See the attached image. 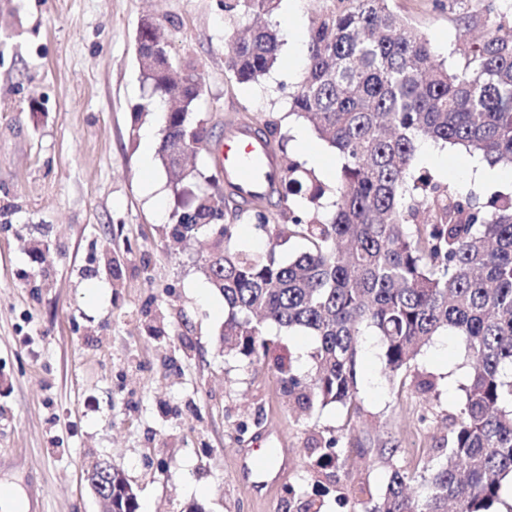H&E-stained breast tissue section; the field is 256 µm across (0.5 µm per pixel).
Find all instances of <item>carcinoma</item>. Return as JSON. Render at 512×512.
Masks as SVG:
<instances>
[{
  "instance_id": "carcinoma-1",
  "label": "carcinoma",
  "mask_w": 512,
  "mask_h": 512,
  "mask_svg": "<svg viewBox=\"0 0 512 512\" xmlns=\"http://www.w3.org/2000/svg\"><path fill=\"white\" fill-rule=\"evenodd\" d=\"M280 0H226L224 9L264 24L226 48L241 83L259 81L280 60L270 18ZM307 33L304 75L291 111L342 159L328 189L297 159L283 160L277 191L288 223L271 224L266 203L239 204L233 193L194 195L175 211L171 234L187 240L211 232L200 268L224 298L223 341L246 358H272L283 394L307 409L318 403L352 407L358 390L359 337L379 336L386 374L408 368L433 336L451 330L472 362L470 384L448 455L420 474L424 496L409 493L412 477L392 470L373 512H496L504 479L512 478V194L481 202L431 180L407 175L423 141L441 142L512 168V0H448L461 32L482 29L441 59L390 0H323ZM138 60L151 104H161L157 154L174 192L222 171L182 166L180 142L206 141L196 74L171 75L160 24L143 33ZM329 196L331 216L320 214ZM247 215L266 232L268 249L232 248L235 225ZM292 239L304 251L281 258ZM317 337L311 372L294 369L265 327ZM115 506L138 512L137 495L112 472Z\"/></svg>"
}]
</instances>
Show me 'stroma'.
<instances>
[{
  "mask_svg": "<svg viewBox=\"0 0 512 512\" xmlns=\"http://www.w3.org/2000/svg\"><path fill=\"white\" fill-rule=\"evenodd\" d=\"M321 6L281 0L280 61L242 84L224 46L248 21L222 0H0V485L26 512H103L83 474L100 459L123 468L139 512H370L393 469L447 454L472 372L458 337H433L391 377L365 336L356 413L289 407L270 364L224 349V300L199 267L210 235L171 237L176 196L160 164L143 168L131 131L148 101L135 39L150 18L175 64L196 69L214 137L250 116L277 123L291 157L320 147L289 96ZM390 6L447 56L458 36L447 6ZM468 160L448 150L409 177L489 197ZM265 333L307 374L316 337ZM249 448L277 451L261 498L242 478Z\"/></svg>",
  "mask_w": 512,
  "mask_h": 512,
  "instance_id": "1",
  "label": "stroma"
}]
</instances>
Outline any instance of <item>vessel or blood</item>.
Listing matches in <instances>:
<instances>
[{
  "instance_id": "1",
  "label": "vessel or blood",
  "mask_w": 512,
  "mask_h": 512,
  "mask_svg": "<svg viewBox=\"0 0 512 512\" xmlns=\"http://www.w3.org/2000/svg\"><path fill=\"white\" fill-rule=\"evenodd\" d=\"M208 154L224 171V183L242 202H254L276 193L282 163L261 132L244 121H228L224 135ZM249 489L263 494L272 481L270 449L251 453L244 465Z\"/></svg>"
}]
</instances>
